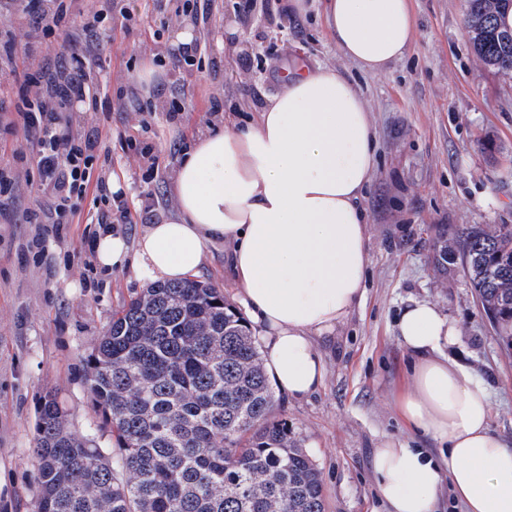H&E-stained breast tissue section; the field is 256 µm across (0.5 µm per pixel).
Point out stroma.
I'll return each instance as SVG.
<instances>
[{"label": "stroma", "mask_w": 512, "mask_h": 512, "mask_svg": "<svg viewBox=\"0 0 512 512\" xmlns=\"http://www.w3.org/2000/svg\"><path fill=\"white\" fill-rule=\"evenodd\" d=\"M99 37V97L110 113L109 171L123 179L113 233L135 243L146 222L175 210L172 194L183 151L225 118L252 119L297 66H333L359 85L378 137L376 171L366 193L370 216L365 299L322 350L323 387L300 400L279 398L278 411L318 465L325 512H383L371 457L392 436H413L393 405L408 380L410 356L397 337L409 298L435 302L462 334L455 357L492 392L490 426L512 441V355L477 305L461 271L438 274L432 243L471 224L512 225V76L477 60L465 0H412L415 40L408 54L377 75L344 59L321 11L300 17L267 13L257 0L241 19L238 0H116ZM238 19L240 41L224 24ZM188 22L197 48L172 67V32ZM163 70L152 93L136 76L144 63ZM224 108L215 112L211 99ZM181 110L169 123L171 107ZM59 234L41 224L0 223V512H33L40 493L32 448L37 408L56 394L72 431L112 444L92 405L87 358L113 315L146 286L132 268L105 271L86 238L95 211ZM45 234L34 261L29 241Z\"/></svg>", "instance_id": "obj_1"}]
</instances>
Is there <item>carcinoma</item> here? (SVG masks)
<instances>
[{
  "instance_id": "cac0c4a2",
  "label": "carcinoma",
  "mask_w": 512,
  "mask_h": 512,
  "mask_svg": "<svg viewBox=\"0 0 512 512\" xmlns=\"http://www.w3.org/2000/svg\"><path fill=\"white\" fill-rule=\"evenodd\" d=\"M470 33L477 59L512 73V31ZM473 224L463 253L493 262L512 227ZM90 391L109 448L68 430L53 396L38 406L35 512H324L321 472L275 412L260 343L213 285L154 283L122 307L91 352Z\"/></svg>"
}]
</instances>
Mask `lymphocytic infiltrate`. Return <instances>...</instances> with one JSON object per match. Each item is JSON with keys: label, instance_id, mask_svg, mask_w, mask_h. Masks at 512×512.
<instances>
[{"label": "lymphocytic infiltrate", "instance_id": "f902f5d3", "mask_svg": "<svg viewBox=\"0 0 512 512\" xmlns=\"http://www.w3.org/2000/svg\"><path fill=\"white\" fill-rule=\"evenodd\" d=\"M75 0H27L23 12L29 25L42 36L50 37L79 17L87 41L71 40L67 52L56 62L40 61L38 44L18 42L14 25H0V66L23 63L16 75L19 84L13 116L4 124L5 131L23 135L26 147L16 148L19 163L26 162L27 149H34L39 183L44 196L36 208L21 212L10 208V200L24 190L17 167L0 166V220L12 224H76L81 219V205L109 202V188L104 179H93V161L104 147L103 128L94 122L87 130L72 126L69 105L83 102L96 111L99 102L94 91L90 59L97 43L91 42L105 15L93 4L75 8Z\"/></svg>", "mask_w": 512, "mask_h": 512}]
</instances>
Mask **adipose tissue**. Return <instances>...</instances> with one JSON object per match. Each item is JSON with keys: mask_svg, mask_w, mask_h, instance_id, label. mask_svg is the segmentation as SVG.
I'll use <instances>...</instances> for the list:
<instances>
[{"mask_svg": "<svg viewBox=\"0 0 512 512\" xmlns=\"http://www.w3.org/2000/svg\"><path fill=\"white\" fill-rule=\"evenodd\" d=\"M324 15L337 51L374 75L414 41L410 0H325ZM376 150L363 95L346 74L325 66L292 76L247 124L225 120L185 151L174 213L147 225L132 246L101 232L97 261L133 265L148 281H178L200 270L209 245L224 242L267 371L284 396L308 397L327 372L318 339L332 336L364 299V198ZM398 339L411 375L397 410L441 454L388 437L374 448L386 512H438L445 486L460 512H512V442L490 427L489 390L449 354L459 328L436 304L412 299Z\"/></svg>", "mask_w": 512, "mask_h": 512, "instance_id": "adipose-tissue-1", "label": "adipose tissue"}]
</instances>
